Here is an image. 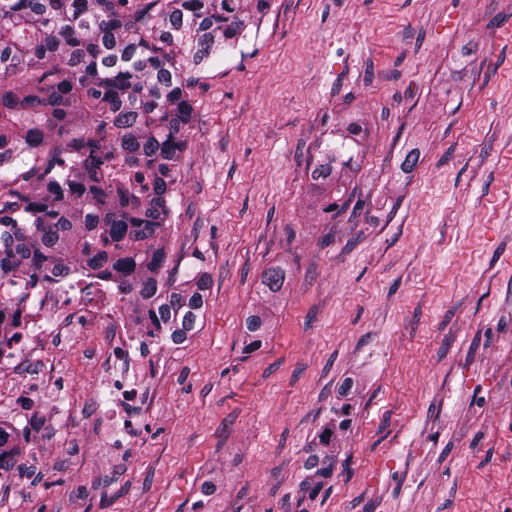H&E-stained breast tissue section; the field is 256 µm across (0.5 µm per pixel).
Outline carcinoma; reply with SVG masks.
Segmentation results:
<instances>
[{"instance_id": "obj_1", "label": "carcinoma", "mask_w": 512, "mask_h": 512, "mask_svg": "<svg viewBox=\"0 0 512 512\" xmlns=\"http://www.w3.org/2000/svg\"><path fill=\"white\" fill-rule=\"evenodd\" d=\"M272 0H0V343L14 312L43 309L75 273L112 288L139 336L176 347L205 317L198 259L168 271L180 161L197 121L190 72L220 63L262 25ZM364 118L345 112L307 170L309 206L331 218L352 196ZM418 163L402 153L400 176ZM287 270L266 269L242 321L264 342ZM345 378L302 463L294 512L331 478L356 413ZM0 422V466L28 443Z\"/></svg>"}]
</instances>
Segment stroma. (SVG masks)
I'll list each match as a JSON object with an SVG mask.
<instances>
[{
	"label": "stroma",
	"instance_id": "1",
	"mask_svg": "<svg viewBox=\"0 0 512 512\" xmlns=\"http://www.w3.org/2000/svg\"><path fill=\"white\" fill-rule=\"evenodd\" d=\"M194 98L167 235L171 270L204 261L199 331L162 348L147 418L112 429L130 458L95 435L112 395L94 342L47 340L24 380L1 370L0 419L31 444L0 470V512H292L347 376L359 407L310 512H512V0H276ZM346 107L368 134L330 219L306 206L307 167ZM275 264L272 332L242 355Z\"/></svg>",
	"mask_w": 512,
	"mask_h": 512
}]
</instances>
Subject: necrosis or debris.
Here are the masks:
<instances>
[{
  "instance_id": "1",
  "label": "necrosis or debris",
  "mask_w": 512,
  "mask_h": 512,
  "mask_svg": "<svg viewBox=\"0 0 512 512\" xmlns=\"http://www.w3.org/2000/svg\"><path fill=\"white\" fill-rule=\"evenodd\" d=\"M46 311L38 319L20 316L19 334L5 344L11 362L21 363L26 351L45 339L78 332L102 338L94 373L112 387V406L99 415L102 424H132L148 414L152 405L149 379L161 368L158 346L149 338L130 335L120 309L112 302L79 295L64 304L56 296L45 299Z\"/></svg>"
}]
</instances>
